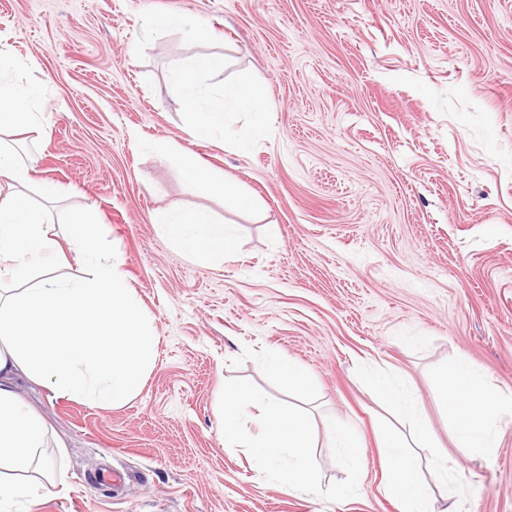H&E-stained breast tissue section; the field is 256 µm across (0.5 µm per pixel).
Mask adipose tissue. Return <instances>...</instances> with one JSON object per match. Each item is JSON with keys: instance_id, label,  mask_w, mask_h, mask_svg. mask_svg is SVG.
<instances>
[{"instance_id": "ef3b65f1", "label": "adipose tissue", "mask_w": 512, "mask_h": 512, "mask_svg": "<svg viewBox=\"0 0 512 512\" xmlns=\"http://www.w3.org/2000/svg\"><path fill=\"white\" fill-rule=\"evenodd\" d=\"M220 56L186 60L173 74L175 87L189 106L192 139L222 137L238 149H248L251 131L233 127L232 112L262 111L259 86L231 82L212 92L203 75L223 70ZM43 123L36 88L17 81H0V505L37 495L54 494L53 480L34 483L28 474L41 464L38 456L47 438L43 417L27 407L14 389V377L48 383L56 396L116 407L137 396L156 358V338L131 288L120 260L104 253L93 208L72 210L66 217L69 234L58 242L45 209L61 190L54 182L37 184L30 196L32 165L19 155L5 135L38 132ZM171 155L187 184L197 192L219 194L225 208H252V199L226 185L192 154L158 145ZM157 233L185 256L213 266L224 264L235 238L211 211L174 208L154 218ZM74 255L89 269L77 279L50 277L49 271ZM443 393L450 399L449 415L457 446L464 454L490 453L496 446L493 425L497 413L512 407V399L488 385L466 359L449 363ZM367 382L386 398L397 415L409 417L411 431L401 437L389 428L377 439L387 472L386 490L400 512H457L442 504L420 473V460L408 446L431 449L426 423L403 399L387 373L370 374ZM258 409V430L244 427L251 409ZM224 439L243 448L281 488L316 489L317 471L309 448L306 419L287 411L278 401L258 396L240 385L224 391Z\"/></svg>"}]
</instances>
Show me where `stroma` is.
I'll use <instances>...</instances> for the list:
<instances>
[{"mask_svg":"<svg viewBox=\"0 0 512 512\" xmlns=\"http://www.w3.org/2000/svg\"><path fill=\"white\" fill-rule=\"evenodd\" d=\"M183 12L214 33L189 40L144 17ZM219 54L213 88H265V131L247 150L191 142L172 75ZM0 56L41 91L44 129L25 145L35 180L93 206L103 246L158 339L141 392L119 407L54 397L20 377L50 434L61 493L12 512H398L377 444L389 405L371 369L427 419L464 479H430L458 512H512V411L497 448L462 455L437 372L464 356L512 395V0H0ZM173 143L252 195L228 210L155 151ZM206 207L236 238L223 266L160 238L156 213ZM303 365L309 398L267 373L268 352ZM244 384L305 413L321 484L280 489L224 445V388ZM359 431L356 471L324 424Z\"/></svg>","mask_w":512,"mask_h":512,"instance_id":"obj_1","label":"stroma"}]
</instances>
